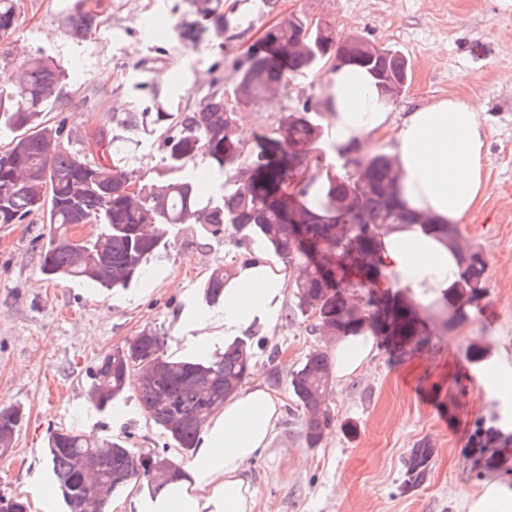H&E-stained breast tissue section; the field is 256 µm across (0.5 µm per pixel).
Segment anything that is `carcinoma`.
Returning <instances> with one entry per match:
<instances>
[{
  "label": "carcinoma",
  "instance_id": "1",
  "mask_svg": "<svg viewBox=\"0 0 512 512\" xmlns=\"http://www.w3.org/2000/svg\"><path fill=\"white\" fill-rule=\"evenodd\" d=\"M198 12L217 30H224V15L213 0H197ZM17 21L16 0H0V41L9 39ZM76 38L89 35L98 25L95 14L77 12L68 19ZM365 38L342 39L324 19L315 26L306 17L284 19L269 27L255 44L246 63L235 70L230 94L214 92L197 109L176 115L159 110L152 122L168 125L163 139L161 166L182 170L167 179L163 172L144 183L126 167L125 139L117 129L137 126L139 113L128 112L116 127L99 130L102 152L88 161L64 147L60 131L41 120L48 102L65 79V72L45 57H29L10 73L0 74V134H10L0 161V224H23L40 212L49 224L48 241L40 252V271L50 279L83 281L98 288H125L140 278L148 257L166 246L170 229L190 224L201 237L216 236L229 224L237 233L260 238L269 251L302 260L303 276L292 285L293 307L285 314L318 312L323 329L340 335L369 330L395 356L427 340L412 303L391 289L377 251L381 235L395 224H415L421 216L400 201L396 166L391 155H360L361 146H343L355 176L340 183L321 177L288 192L292 178L288 147L311 146L321 138V125L311 118L308 104L282 115L278 137L261 136L250 147L236 135L238 109L256 97L280 87L296 74L317 73L329 62H352L377 79L408 72L406 59L392 49H371ZM205 163L222 180L218 198H204L189 165ZM246 168L243 179L229 173ZM139 184V193L125 194L124 186ZM85 219L98 226L95 236L71 242L72 224ZM438 233L460 252L461 273L451 294L455 309L474 301L485 282L486 261L481 251L464 247L457 230L448 226ZM362 287H370L368 310L348 304L345 290L349 268ZM232 270L210 273L202 285L206 305L224 304V283ZM251 345L245 339L224 346V352L173 360L164 352V337L145 328L112 350L94 366L87 383L88 400L107 411L137 380L142 411L162 429L184 454L198 447L208 418L224 406L253 375ZM329 358L322 350L309 352L290 374V387L307 415L304 439L315 447L330 421L325 407ZM22 413L0 409V455L12 447ZM434 449L426 442L404 459L403 485H422L429 474ZM168 458L151 449L138 454L120 439L98 440L69 429H57L47 441V458L68 512H86L92 479L107 478V499L98 512H106L112 497L142 478L155 492L167 483L150 476L149 458Z\"/></svg>",
  "mask_w": 512,
  "mask_h": 512
}]
</instances>
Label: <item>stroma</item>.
<instances>
[{"label":"stroma","mask_w":512,"mask_h":512,"mask_svg":"<svg viewBox=\"0 0 512 512\" xmlns=\"http://www.w3.org/2000/svg\"><path fill=\"white\" fill-rule=\"evenodd\" d=\"M223 31L194 21L190 0H17V29L0 69L45 55L67 74L49 103L48 125H62L67 148L81 151L89 131L108 127L115 114L195 110L212 93L230 89L238 66L271 23L302 13L325 17L339 35L359 34L399 51L411 67L406 90L394 102L396 119L417 106L455 96L476 102L486 135L487 191L462 224V241L486 260L485 291L455 325L439 304L417 305L429 333L421 347L392 359L375 345L367 364L346 382L331 383L330 422L320 443L307 447L304 415L289 373L306 354L331 351L333 341L315 316L279 321L253 346L254 380L283 402L269 448L246 464L258 512H467L484 480L512 482V373L469 358L472 345L512 356V0H221ZM97 15L84 40L71 38L66 18ZM327 71L288 79L275 109L242 108L239 128L251 136L276 131L284 113L303 103L326 123ZM129 167L151 180L160 169L162 131L147 124L127 131ZM42 213L22 224H0V408L24 419L13 448L0 457V495L27 499L31 512H63L44 448L50 431L70 428L125 440L140 453L165 449L182 458L140 408L128 387L113 410L87 399L90 368L143 328L165 334V353L185 358L223 350V342L194 339L183 328L200 286L218 267H234L268 250L234 232L201 238L188 225L170 234L147 273L130 288L106 291L78 281H56L39 271L45 246ZM499 428L508 450L485 466L471 451L478 426ZM434 450L427 481L403 488V460L418 442Z\"/></svg>","instance_id":"1"}]
</instances>
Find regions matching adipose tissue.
<instances>
[{
	"label": "adipose tissue",
	"mask_w": 512,
	"mask_h": 512,
	"mask_svg": "<svg viewBox=\"0 0 512 512\" xmlns=\"http://www.w3.org/2000/svg\"><path fill=\"white\" fill-rule=\"evenodd\" d=\"M327 122L336 145H371L392 134L399 169L398 193L410 210L435 223L458 226L485 193V136L478 107L455 97L441 98L393 118V104L382 98L361 68L340 65L324 84ZM381 256L392 286L408 289L416 302L442 299L459 279L456 251L422 224L386 231ZM288 279L266 258L237 265L224 285L223 313L197 320L205 338L233 339L253 325L275 331ZM368 332L340 336L333 350V373L345 382L372 356ZM281 419V400L256 383L228 398L210 416L185 478L168 484L143 512H254L255 490L245 464L268 447Z\"/></svg>",
	"instance_id": "1"
}]
</instances>
